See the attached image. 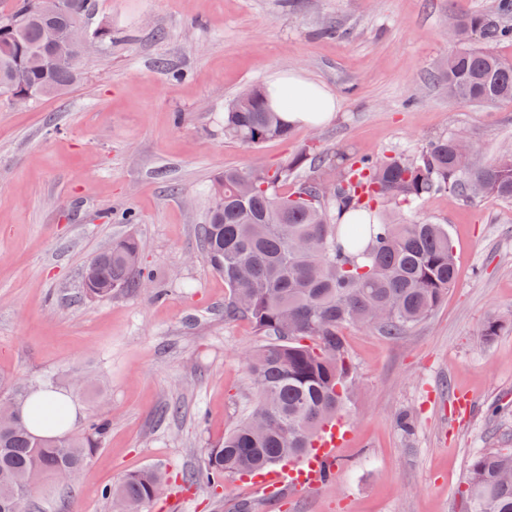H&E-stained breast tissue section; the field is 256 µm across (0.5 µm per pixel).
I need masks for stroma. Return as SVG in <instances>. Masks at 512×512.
Here are the masks:
<instances>
[{
  "mask_svg": "<svg viewBox=\"0 0 512 512\" xmlns=\"http://www.w3.org/2000/svg\"><path fill=\"white\" fill-rule=\"evenodd\" d=\"M494 0H98L112 45L81 82L18 107L0 99V376L67 392L79 421L110 419L102 448L67 485L45 476L29 512H104L125 473L162 468L147 512H467L471 457L512 448V202L446 190L397 210L448 227L457 275L447 300L406 335L346 329L351 438L323 489L269 499L244 476L186 487L206 448L254 400L244 357L264 342L224 317V280L199 227L227 168L328 153L417 154L464 134L486 160L512 148V105L449 99L437 60L449 14ZM331 24L340 36L320 29ZM278 70L340 100L316 129L258 149L224 137V106ZM132 235L153 275L90 299L87 262ZM409 417L403 429L400 417Z\"/></svg>",
  "mask_w": 512,
  "mask_h": 512,
  "instance_id": "stroma-1",
  "label": "stroma"
}]
</instances>
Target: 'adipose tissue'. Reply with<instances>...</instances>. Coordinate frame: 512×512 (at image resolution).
Instances as JSON below:
<instances>
[{
	"instance_id": "obj_1",
	"label": "adipose tissue",
	"mask_w": 512,
	"mask_h": 512,
	"mask_svg": "<svg viewBox=\"0 0 512 512\" xmlns=\"http://www.w3.org/2000/svg\"><path fill=\"white\" fill-rule=\"evenodd\" d=\"M269 100L291 126H315L339 108L333 91L297 72L273 75L267 86Z\"/></svg>"
}]
</instances>
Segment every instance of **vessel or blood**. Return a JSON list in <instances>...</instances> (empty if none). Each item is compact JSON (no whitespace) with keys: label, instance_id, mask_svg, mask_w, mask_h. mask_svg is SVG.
<instances>
[{"label":"vessel or blood","instance_id":"b4317fda","mask_svg":"<svg viewBox=\"0 0 512 512\" xmlns=\"http://www.w3.org/2000/svg\"><path fill=\"white\" fill-rule=\"evenodd\" d=\"M348 438L343 425L324 430L315 450L290 469H273L259 476L257 486L270 494L287 486L296 490H315L333 481L336 474V450Z\"/></svg>","mask_w":512,"mask_h":512}]
</instances>
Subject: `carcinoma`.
<instances>
[{"label": "carcinoma", "mask_w": 512, "mask_h": 512, "mask_svg": "<svg viewBox=\"0 0 512 512\" xmlns=\"http://www.w3.org/2000/svg\"><path fill=\"white\" fill-rule=\"evenodd\" d=\"M54 14L44 0H11L0 10V97L33 104L82 79L85 59L74 31L107 49L112 24L93 23L97 0H62ZM512 0L458 18L457 51L446 62L448 97L512 103V58L495 46L512 41ZM291 127L251 86L224 108V137L256 149L288 140ZM459 136L432 140L417 155H331L311 146L275 166L226 169L201 228L202 254L229 288L224 317L245 318L266 338L245 360L257 397L248 415L207 449L199 469L183 477L216 489L224 478L295 461L315 447L323 428L341 414L351 386L343 330L373 325L403 336L444 302L456 277L448 227L396 222L379 216L381 201L415 204L444 189L473 197L512 200V150L478 169L463 168ZM293 183L284 195L280 187ZM141 245L128 236L94 256L99 276L85 285L92 298L147 288L150 270ZM38 391L9 386L17 412L32 402L34 422L63 427L66 415L48 414ZM109 421L98 416L75 433L34 435L23 418L0 414V512H27L40 476L67 482L101 447ZM163 490L153 467L131 472L101 491L111 512H145ZM469 512H512V448L473 456L461 490Z\"/></svg>", "instance_id": "cac0c4a2"}]
</instances>
